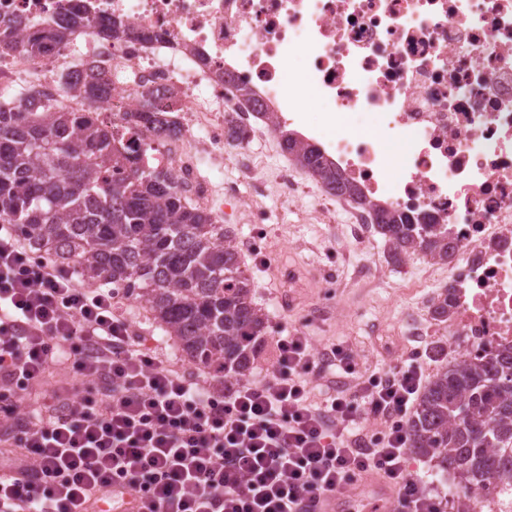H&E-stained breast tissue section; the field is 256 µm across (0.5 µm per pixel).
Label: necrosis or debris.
Listing matches in <instances>:
<instances>
[{
  "label": "necrosis or debris",
  "mask_w": 512,
  "mask_h": 512,
  "mask_svg": "<svg viewBox=\"0 0 512 512\" xmlns=\"http://www.w3.org/2000/svg\"><path fill=\"white\" fill-rule=\"evenodd\" d=\"M74 16L43 57L0 55V93L32 73L28 94L120 137L142 94L160 95L179 133H145L140 165L170 170L219 224L225 202L248 207L202 172L223 167L227 125L247 131V173L255 139L291 131L364 196L360 233L374 204L448 226L452 306L423 335L456 356L512 346V0H0V19L37 30ZM98 71L93 105L81 81ZM467 504L512 512V484L460 488L456 512Z\"/></svg>",
  "instance_id": "4bbe7bcc"
}]
</instances>
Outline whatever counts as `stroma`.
Returning a JSON list of instances; mask_svg holds the SVG:
<instances>
[{
    "label": "stroma",
    "instance_id": "stroma-1",
    "mask_svg": "<svg viewBox=\"0 0 512 512\" xmlns=\"http://www.w3.org/2000/svg\"><path fill=\"white\" fill-rule=\"evenodd\" d=\"M235 154V146H225L224 178L249 196V210L224 222L261 251L257 257L239 252L254 284L253 301L267 317L255 368L272 361L274 336L298 323L314 342L347 341L368 366L392 363L391 343L405 353L419 349L429 369L444 364L441 343L416 335L413 314L440 288L437 276L421 261H395L380 235L357 233L340 206L327 205L324 188L311 176L298 178L295 194L283 190L251 198V180L236 167ZM120 305L157 352L189 376L200 375V368L147 319L138 301L124 298Z\"/></svg>",
    "mask_w": 512,
    "mask_h": 512
}]
</instances>
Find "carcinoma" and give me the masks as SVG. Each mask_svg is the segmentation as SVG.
Instances as JSON below:
<instances>
[{
    "instance_id": "carcinoma-1",
    "label": "carcinoma",
    "mask_w": 512,
    "mask_h": 512,
    "mask_svg": "<svg viewBox=\"0 0 512 512\" xmlns=\"http://www.w3.org/2000/svg\"><path fill=\"white\" fill-rule=\"evenodd\" d=\"M68 23L24 44L37 57L67 41ZM121 147L115 133L51 101H0V223L13 224L30 250L144 301L150 320L179 341L199 367L246 377L265 329L252 283L229 243L232 229L188 204L164 170L137 165L142 130L162 137L178 126L149 94L131 116ZM281 147L330 194L358 195L313 148L286 130ZM375 233L399 259L420 250L446 264L448 228L379 209ZM412 450L483 489L512 478V347L439 367L421 391L410 424Z\"/></svg>"
}]
</instances>
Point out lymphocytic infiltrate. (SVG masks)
Wrapping results in <instances>:
<instances>
[{
    "mask_svg": "<svg viewBox=\"0 0 512 512\" xmlns=\"http://www.w3.org/2000/svg\"><path fill=\"white\" fill-rule=\"evenodd\" d=\"M274 343L258 376H188L139 345L111 288L0 224V512H93L105 495L139 512H314L368 479L393 512H441L407 468L419 351L364 370L300 327ZM63 359L75 380L47 384ZM39 387L44 410L25 411Z\"/></svg>",
    "mask_w": 512,
    "mask_h": 512,
    "instance_id": "obj_1",
    "label": "lymphocytic infiltrate"
}]
</instances>
